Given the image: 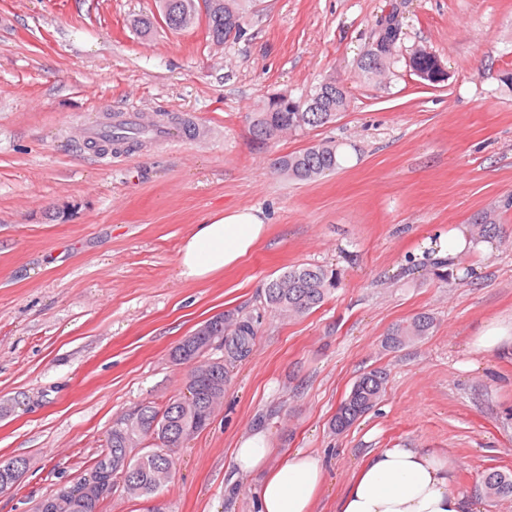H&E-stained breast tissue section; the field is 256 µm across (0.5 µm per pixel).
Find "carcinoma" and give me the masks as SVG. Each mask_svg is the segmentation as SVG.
<instances>
[{
    "instance_id": "obj_1",
    "label": "carcinoma",
    "mask_w": 512,
    "mask_h": 512,
    "mask_svg": "<svg viewBox=\"0 0 512 512\" xmlns=\"http://www.w3.org/2000/svg\"><path fill=\"white\" fill-rule=\"evenodd\" d=\"M159 14L165 25L181 30L195 23L198 13L195 0H159ZM205 24L207 36L216 44H223L229 37L245 33L243 0H209L206 5ZM308 101L317 103L315 112H291L278 104L264 103L256 113L251 132L254 139L264 144L275 136L288 132L324 126L336 120V104L347 105L346 94H338L322 83ZM341 166V153L333 141L314 143L274 160L273 170L281 176L312 181ZM336 287V274L319 265H294L271 278L265 286V300L275 312L299 317L319 307ZM434 328V319L427 313L413 316L406 324L394 329L387 337V344L396 347L410 336H427ZM255 335L252 321L241 320L231 340L224 339V330L213 336L190 335L173 350V359L190 363L203 356L218 342L224 347L225 359L208 362L209 370H191L186 381L187 394L172 398L158 408L143 404L121 425L112 427L107 452L71 487L42 499L36 512H100L102 499L87 500L77 495L79 484L92 480L98 483H123L132 489L134 496L152 502L148 512H166V505L158 500L160 491L171 479L170 456L166 446H178L190 437L204 431L212 422L216 399L224 398L226 364L247 352ZM387 374L372 370L362 374L340 403L331 426L336 432L351 427L369 412L381 396ZM151 438L159 442L148 451L133 453L129 444L133 437ZM28 468L24 458L0 461V490L13 485ZM485 493L490 497L512 496V474L498 470L482 476Z\"/></svg>"
}]
</instances>
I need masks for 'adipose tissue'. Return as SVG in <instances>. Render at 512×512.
<instances>
[{
	"label": "adipose tissue",
	"instance_id": "adipose-tissue-1",
	"mask_svg": "<svg viewBox=\"0 0 512 512\" xmlns=\"http://www.w3.org/2000/svg\"><path fill=\"white\" fill-rule=\"evenodd\" d=\"M261 210L244 207L204 219L181 243L179 276L204 282L236 266L265 235ZM239 473L264 479L257 512H313L325 481L322 462L299 450L275 465L262 431L240 439L234 452ZM451 488V464L426 448H380L351 479L338 512H468Z\"/></svg>",
	"mask_w": 512,
	"mask_h": 512
}]
</instances>
